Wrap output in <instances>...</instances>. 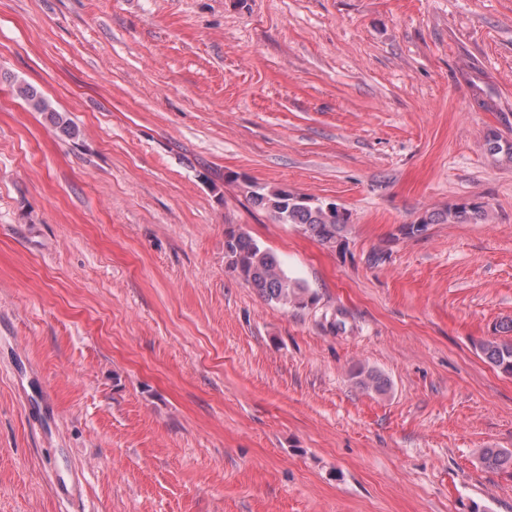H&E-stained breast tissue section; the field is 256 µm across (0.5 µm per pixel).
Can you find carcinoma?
<instances>
[{
  "instance_id": "cac0c4a2",
  "label": "carcinoma",
  "mask_w": 512,
  "mask_h": 512,
  "mask_svg": "<svg viewBox=\"0 0 512 512\" xmlns=\"http://www.w3.org/2000/svg\"><path fill=\"white\" fill-rule=\"evenodd\" d=\"M13 92L31 110L46 114L62 135L71 139L78 136V130L70 118L56 111L38 88L28 82H16ZM246 197L251 205L269 213L277 223L294 224L324 245L344 246L347 214L339 212L329 202L319 199L307 202L305 196L291 191L285 197L278 186L255 183L247 184ZM485 213L483 204L465 201L444 211L427 212L414 223L402 227L401 232L411 236L425 231L430 224H476L484 220ZM224 256L229 259L228 270L256 288L269 302L288 309L304 308L313 300L309 289L288 274L275 253L232 224L225 230ZM480 350L492 366L512 375V342L487 341L480 345ZM355 378L360 387L378 393L386 391L389 386L385 377L364 366L356 370ZM479 458L490 469H512V451L507 449L482 448Z\"/></svg>"
}]
</instances>
